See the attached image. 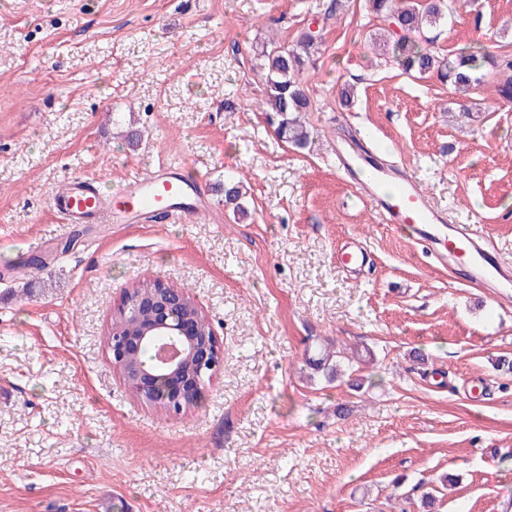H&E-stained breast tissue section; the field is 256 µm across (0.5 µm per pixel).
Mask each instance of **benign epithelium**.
I'll use <instances>...</instances> for the list:
<instances>
[{"label": "benign epithelium", "instance_id": "1", "mask_svg": "<svg viewBox=\"0 0 512 512\" xmlns=\"http://www.w3.org/2000/svg\"><path fill=\"white\" fill-rule=\"evenodd\" d=\"M157 291L146 297H126L122 309L148 324L142 337L130 338L112 347V363L119 369L125 383H133L136 397L149 405L161 399L166 408L181 402L189 383L186 373L197 365L217 371L222 355L215 333L205 336L198 329L197 315L191 313L180 299H173L168 286L158 281ZM163 333L177 337L173 343L157 346L156 361L166 366L168 373L159 379L138 362L143 338Z\"/></svg>", "mask_w": 512, "mask_h": 512}]
</instances>
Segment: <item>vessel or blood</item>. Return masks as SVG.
Here are the masks:
<instances>
[{
    "label": "vessel or blood",
    "instance_id": "vessel-or-blood-1",
    "mask_svg": "<svg viewBox=\"0 0 512 512\" xmlns=\"http://www.w3.org/2000/svg\"><path fill=\"white\" fill-rule=\"evenodd\" d=\"M361 159L370 171L359 186L385 223L416 230L437 259L452 258L468 266L473 278L495 283L500 294L512 292V271L503 258L472 233L451 229L447 215L434 208L414 177L397 173L373 153L362 154ZM50 204L64 219L77 224L100 215L128 221L160 214L187 216L201 209L205 199L200 181L162 164L109 195L101 194L87 180L72 178L64 191L51 196Z\"/></svg>",
    "mask_w": 512,
    "mask_h": 512
}]
</instances>
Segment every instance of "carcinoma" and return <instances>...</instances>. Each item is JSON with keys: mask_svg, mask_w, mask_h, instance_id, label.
Segmentation results:
<instances>
[{"mask_svg": "<svg viewBox=\"0 0 512 512\" xmlns=\"http://www.w3.org/2000/svg\"><path fill=\"white\" fill-rule=\"evenodd\" d=\"M370 11L384 24L386 47L407 72L421 76L437 74L459 93H467L491 75L497 95L512 101V60L501 64L481 45L468 46L453 58L441 59L428 47L429 34L441 27L452 9V0H368ZM319 32L301 33L291 46L272 45L258 54L256 68L266 86V111L277 135L288 144L302 148L310 139L304 115L313 111L301 74L318 49ZM135 325L118 312L105 337L106 344L117 345ZM334 355L326 352L312 362L313 369L333 379L337 377Z\"/></svg>", "mask_w": 512, "mask_h": 512, "instance_id": "cac0c4a2", "label": "carcinoma"}]
</instances>
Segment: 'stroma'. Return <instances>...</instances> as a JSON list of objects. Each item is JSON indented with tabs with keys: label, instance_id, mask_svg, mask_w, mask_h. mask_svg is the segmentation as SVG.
I'll return each instance as SVG.
<instances>
[{
	"label": "stroma",
	"instance_id": "stroma-1",
	"mask_svg": "<svg viewBox=\"0 0 512 512\" xmlns=\"http://www.w3.org/2000/svg\"><path fill=\"white\" fill-rule=\"evenodd\" d=\"M343 4L0 0V512H512V297L383 224L335 157L370 140L512 262V103L403 74L363 0ZM309 26L295 149L256 54ZM477 42L512 56V0L459 6L432 50ZM161 163L199 169L205 209L69 224L49 207L66 178L107 194ZM155 279L223 352L178 415L139 403L105 343L128 285ZM323 349L352 358L336 381L308 366Z\"/></svg>",
	"mask_w": 512,
	"mask_h": 512
}]
</instances>
